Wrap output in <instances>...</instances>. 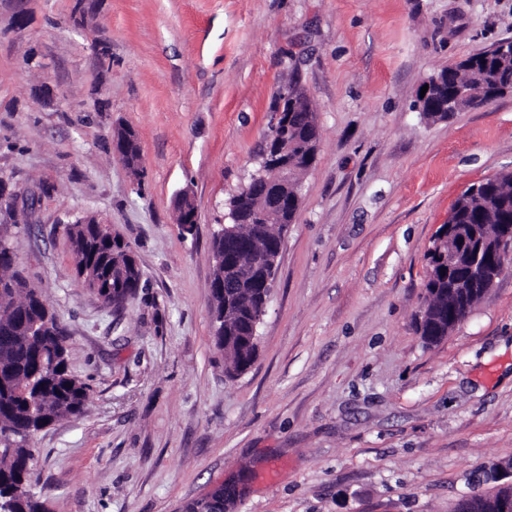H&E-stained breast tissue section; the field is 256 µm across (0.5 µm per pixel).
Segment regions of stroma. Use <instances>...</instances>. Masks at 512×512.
I'll use <instances>...</instances> for the list:
<instances>
[{
    "mask_svg": "<svg viewBox=\"0 0 512 512\" xmlns=\"http://www.w3.org/2000/svg\"><path fill=\"white\" fill-rule=\"evenodd\" d=\"M512 38V0H0V179L20 268L61 322L83 415L35 434L51 512H455L512 460V271L438 344L427 250L455 198L512 170V94L427 122L424 80ZM318 159L257 359L213 342L211 244L280 90ZM131 126L140 176L112 151ZM198 223L183 232L181 198ZM111 224L142 271L102 303L65 225Z\"/></svg>",
    "mask_w": 512,
    "mask_h": 512,
    "instance_id": "obj_1",
    "label": "stroma"
}]
</instances>
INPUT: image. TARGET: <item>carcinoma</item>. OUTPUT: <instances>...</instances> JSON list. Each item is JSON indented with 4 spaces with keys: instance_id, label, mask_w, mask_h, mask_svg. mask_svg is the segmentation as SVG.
<instances>
[{
    "instance_id": "carcinoma-1",
    "label": "carcinoma",
    "mask_w": 512,
    "mask_h": 512,
    "mask_svg": "<svg viewBox=\"0 0 512 512\" xmlns=\"http://www.w3.org/2000/svg\"><path fill=\"white\" fill-rule=\"evenodd\" d=\"M436 76L435 108L423 112L426 120L447 121L457 112L484 106L512 91V38ZM277 134L291 143L289 157L295 167L291 182L296 183L312 167L319 150L309 103L290 113L288 125ZM257 210L256 194L241 192L229 203V214L238 220L239 239L215 235L212 240L213 255H224V262L214 264L212 278H225V287L243 297L264 287L263 275L247 270L251 250L277 254L278 238L293 223L298 207L290 200L288 210L268 216L264 223L257 219ZM448 223L478 224L490 230L497 224H512V172L471 184L453 203ZM65 233L76 276L84 287L108 300L119 289L136 292L141 269L112 225L96 217L80 219L66 225ZM252 320L245 309L230 324L212 319L214 345L232 358V375L245 373L256 360L252 347L242 351L237 346L241 337L251 335ZM89 398L88 384L70 370L64 331L55 312L19 269L9 238L0 237V512H49L31 483L29 440L61 418L83 414ZM223 500L221 486L189 512H211Z\"/></svg>"
}]
</instances>
